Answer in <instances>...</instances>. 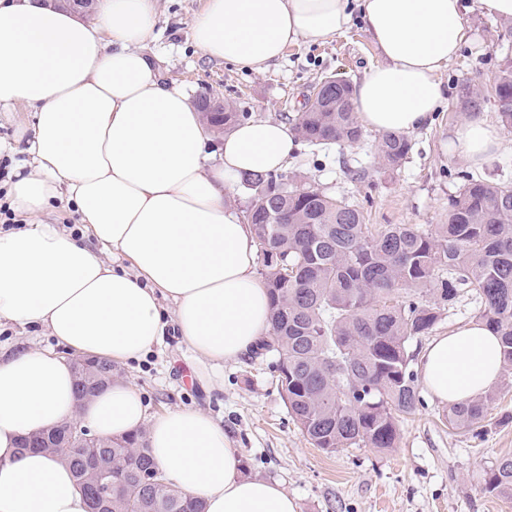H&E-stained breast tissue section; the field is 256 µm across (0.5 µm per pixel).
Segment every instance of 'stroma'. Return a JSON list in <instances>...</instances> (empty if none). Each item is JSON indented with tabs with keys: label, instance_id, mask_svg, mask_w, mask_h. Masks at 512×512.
Here are the masks:
<instances>
[{
	"label": "stroma",
	"instance_id": "1",
	"mask_svg": "<svg viewBox=\"0 0 512 512\" xmlns=\"http://www.w3.org/2000/svg\"><path fill=\"white\" fill-rule=\"evenodd\" d=\"M464 2L466 37L457 57L440 73L447 97L430 123L408 133L412 149L400 168L380 167V135L369 130L358 144L326 154L301 147L286 164L305 181L362 202L365 221L373 228L418 224L430 229L446 223L448 199L461 189L457 174L471 169L451 146L462 119L456 87L463 80L492 83L512 49V21L488 16L476 0ZM204 4L157 0L154 37L141 47L166 82L193 98L213 91L236 111L291 121L323 77L355 82L382 62L358 20L326 41L287 47L261 72L216 61L193 39V21ZM474 172L491 181L512 182V152L495 156ZM477 311L474 298L462 297L430 335L409 344V352L421 356L431 337L475 322ZM275 361L271 352L243 355L226 362L221 381L215 382L209 378L210 367L170 328L159 344L119 366L118 373L138 390L150 414L195 408L221 421L242 455L244 475L279 482L296 499L298 512H512V500L483 491L485 470L512 458V381L500 379L489 408L492 423L479 436L453 431L447 405L423 388L422 402L403 421L396 447L329 454L313 447L290 417Z\"/></svg>",
	"mask_w": 512,
	"mask_h": 512
}]
</instances>
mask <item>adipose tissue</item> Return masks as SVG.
Listing matches in <instances>:
<instances>
[{
  "label": "adipose tissue",
  "instance_id": "adipose-tissue-1",
  "mask_svg": "<svg viewBox=\"0 0 512 512\" xmlns=\"http://www.w3.org/2000/svg\"><path fill=\"white\" fill-rule=\"evenodd\" d=\"M356 13L383 59L354 85L358 122L378 133L420 128L443 102L439 74L466 36L462 0H206L193 34L209 58L260 71L288 46L346 30ZM155 16V0H98L89 19L43 0H0V112L24 105L34 116L17 131L26 158L10 187L14 211L32 221L0 232V323L42 325L70 352L0 357V512H90L65 463L20 446L72 419L102 438L145 432L156 466L205 512H297L278 482L241 476L210 414L149 415L119 379L77 399L73 357L126 363L168 322L215 371L270 328L253 226L228 198L243 175L282 169L297 142L288 122L256 118L225 134L212 162L195 102L139 50ZM452 146L480 167L506 144L472 115ZM62 195L78 232L40 218ZM420 365L435 398L465 403L498 383L500 339L473 323L432 340Z\"/></svg>",
  "mask_w": 512,
  "mask_h": 512
}]
</instances>
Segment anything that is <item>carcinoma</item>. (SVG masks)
Wrapping results in <instances>:
<instances>
[{"label":"carcinoma","mask_w":512,"mask_h":512,"mask_svg":"<svg viewBox=\"0 0 512 512\" xmlns=\"http://www.w3.org/2000/svg\"><path fill=\"white\" fill-rule=\"evenodd\" d=\"M327 101L306 102L292 132L311 152L360 142L353 84L335 79ZM496 102L512 128V58L489 85L457 86L459 111L481 112ZM209 127L223 133L250 120L223 102L200 101ZM411 149L396 133L381 136L379 164L395 169ZM464 184L448 201V222L433 231L389 224L375 231L362 208L298 180L291 172L248 174L246 213L254 225L271 297V333L258 349L278 356L276 371L288 413L317 448H394L400 415L421 403L410 341L429 333L464 291L479 300L477 321L500 337L503 371L512 378V183L460 174ZM434 283L439 302L426 296ZM80 396L93 395L116 376L108 362L75 359ZM494 393L453 405L448 424L464 434L485 427ZM145 433L67 447L59 428L25 442L59 457L84 486L91 512H204L168 479L149 482L155 468ZM98 469L112 470V494L97 488ZM484 492L512 500V458L486 471Z\"/></svg>","instance_id":"carcinoma-1"}]
</instances>
